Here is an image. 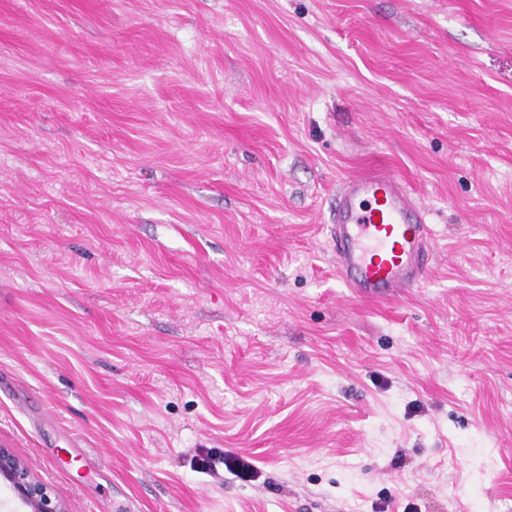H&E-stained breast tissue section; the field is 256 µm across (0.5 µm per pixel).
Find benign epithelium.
Here are the masks:
<instances>
[{"instance_id":"7a95c632","label":"benign epithelium","mask_w":512,"mask_h":512,"mask_svg":"<svg viewBox=\"0 0 512 512\" xmlns=\"http://www.w3.org/2000/svg\"><path fill=\"white\" fill-rule=\"evenodd\" d=\"M0 480L10 484L26 512H67L51 488L35 479L28 465L7 448H0Z\"/></svg>"}]
</instances>
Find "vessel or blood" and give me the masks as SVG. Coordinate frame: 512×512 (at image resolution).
<instances>
[{
    "instance_id": "obj_1",
    "label": "vessel or blood",
    "mask_w": 512,
    "mask_h": 512,
    "mask_svg": "<svg viewBox=\"0 0 512 512\" xmlns=\"http://www.w3.org/2000/svg\"><path fill=\"white\" fill-rule=\"evenodd\" d=\"M336 274L355 297L388 300L426 277V211L392 170L346 177L329 226Z\"/></svg>"
}]
</instances>
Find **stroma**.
<instances>
[{
	"label": "stroma",
	"instance_id": "obj_1",
	"mask_svg": "<svg viewBox=\"0 0 512 512\" xmlns=\"http://www.w3.org/2000/svg\"><path fill=\"white\" fill-rule=\"evenodd\" d=\"M0 446L68 512H512V0H0ZM331 222L336 274L355 297L388 300L424 281L432 253L426 211L392 170L346 177Z\"/></svg>",
	"mask_w": 512,
	"mask_h": 512
}]
</instances>
